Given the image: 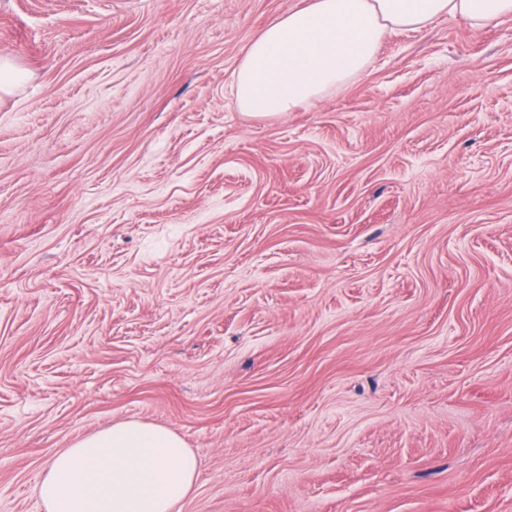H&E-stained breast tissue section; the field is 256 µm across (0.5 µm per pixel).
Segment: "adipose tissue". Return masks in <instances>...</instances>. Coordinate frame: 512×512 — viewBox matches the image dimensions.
Masks as SVG:
<instances>
[{"label": "adipose tissue", "mask_w": 512, "mask_h": 512, "mask_svg": "<svg viewBox=\"0 0 512 512\" xmlns=\"http://www.w3.org/2000/svg\"><path fill=\"white\" fill-rule=\"evenodd\" d=\"M480 28L512 18V0H305L270 20L234 73L241 111L272 116L344 89L386 39L443 17ZM198 463L173 430L113 422L56 451L37 485L44 512H173L196 490Z\"/></svg>", "instance_id": "adipose-tissue-1"}]
</instances>
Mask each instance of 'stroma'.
Returning <instances> with one entry per match:
<instances>
[{
	"mask_svg": "<svg viewBox=\"0 0 512 512\" xmlns=\"http://www.w3.org/2000/svg\"><path fill=\"white\" fill-rule=\"evenodd\" d=\"M301 2L0 0V512L125 419L175 512H512V18L241 112Z\"/></svg>",
	"mask_w": 512,
	"mask_h": 512,
	"instance_id": "35a3bbf8",
	"label": "stroma"
}]
</instances>
